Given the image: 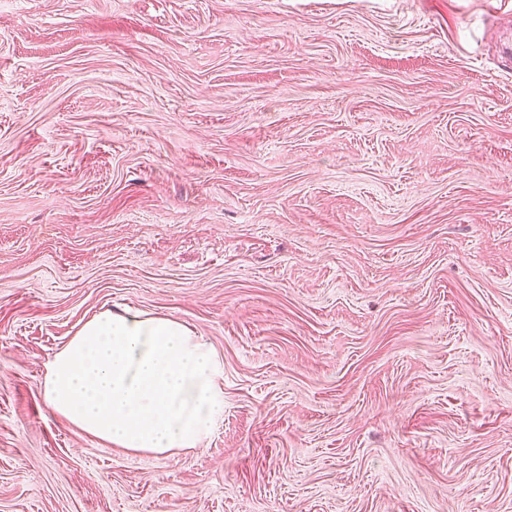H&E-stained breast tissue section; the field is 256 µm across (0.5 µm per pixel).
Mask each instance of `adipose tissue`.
Listing matches in <instances>:
<instances>
[{
    "label": "adipose tissue",
    "mask_w": 512,
    "mask_h": 512,
    "mask_svg": "<svg viewBox=\"0 0 512 512\" xmlns=\"http://www.w3.org/2000/svg\"><path fill=\"white\" fill-rule=\"evenodd\" d=\"M221 359L184 323L125 309L87 321L49 364L42 395L82 432L133 452L200 447L224 413Z\"/></svg>",
    "instance_id": "1"
}]
</instances>
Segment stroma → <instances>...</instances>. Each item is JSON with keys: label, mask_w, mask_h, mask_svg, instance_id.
Returning <instances> with one entry per match:
<instances>
[{"label": "stroma", "mask_w": 512, "mask_h": 512, "mask_svg": "<svg viewBox=\"0 0 512 512\" xmlns=\"http://www.w3.org/2000/svg\"><path fill=\"white\" fill-rule=\"evenodd\" d=\"M512 0L0 6V512H512ZM204 336L157 456L45 404L89 319Z\"/></svg>", "instance_id": "35a3bbf8"}]
</instances>
